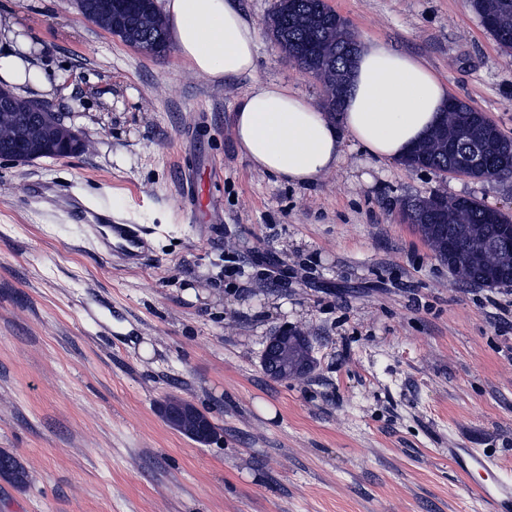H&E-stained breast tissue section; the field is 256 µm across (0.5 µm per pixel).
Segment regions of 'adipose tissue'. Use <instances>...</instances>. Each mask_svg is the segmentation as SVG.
I'll use <instances>...</instances> for the list:
<instances>
[{"label":"adipose tissue","mask_w":512,"mask_h":512,"mask_svg":"<svg viewBox=\"0 0 512 512\" xmlns=\"http://www.w3.org/2000/svg\"><path fill=\"white\" fill-rule=\"evenodd\" d=\"M168 38L187 66L224 82L251 78L234 108L236 141L253 168L307 188L337 168L346 148L378 163L402 162L436 126L446 87L420 57L380 41L358 47L338 116L287 84L256 76L259 40L242 0H165ZM43 45L19 13L0 7V82L17 94L50 96Z\"/></svg>","instance_id":"1"}]
</instances>
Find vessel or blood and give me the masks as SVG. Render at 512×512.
Instances as JSON below:
<instances>
[{"instance_id": "vessel-or-blood-1", "label": "vessel or blood", "mask_w": 512, "mask_h": 512, "mask_svg": "<svg viewBox=\"0 0 512 512\" xmlns=\"http://www.w3.org/2000/svg\"><path fill=\"white\" fill-rule=\"evenodd\" d=\"M79 214L87 220L102 251L121 263H139L148 250L149 241L143 226L115 220L107 206L83 203L79 206ZM450 454L462 474L476 477L477 493L492 503L494 512H512V483L501 479L493 457L477 448H454Z\"/></svg>"}]
</instances>
